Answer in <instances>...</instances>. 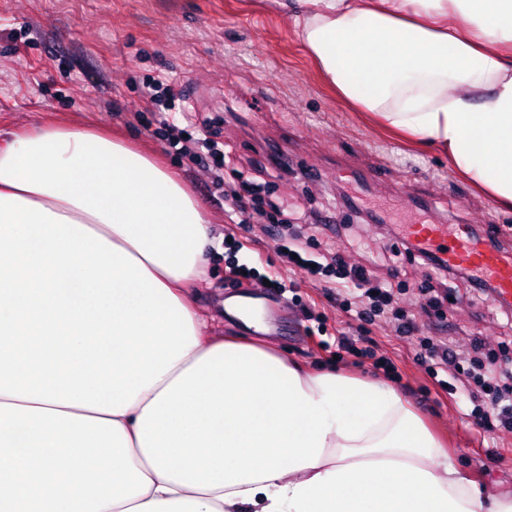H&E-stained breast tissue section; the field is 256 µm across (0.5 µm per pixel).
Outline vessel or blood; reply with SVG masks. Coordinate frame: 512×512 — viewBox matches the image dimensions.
<instances>
[{"label":"vessel or blood","mask_w":512,"mask_h":512,"mask_svg":"<svg viewBox=\"0 0 512 512\" xmlns=\"http://www.w3.org/2000/svg\"><path fill=\"white\" fill-rule=\"evenodd\" d=\"M446 260L449 265L480 272L493 286L497 297H512V257L473 237L469 225H456Z\"/></svg>","instance_id":"vessel-or-blood-1"}]
</instances>
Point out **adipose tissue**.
I'll return each instance as SVG.
<instances>
[{"mask_svg":"<svg viewBox=\"0 0 512 512\" xmlns=\"http://www.w3.org/2000/svg\"><path fill=\"white\" fill-rule=\"evenodd\" d=\"M323 79L512 212V0H276ZM210 222L152 154L0 147V512H512L389 384L210 340Z\"/></svg>","mask_w":512,"mask_h":512,"instance_id":"adipose-tissue-1","label":"adipose tissue"}]
</instances>
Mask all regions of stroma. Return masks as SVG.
<instances>
[{
  "mask_svg": "<svg viewBox=\"0 0 512 512\" xmlns=\"http://www.w3.org/2000/svg\"><path fill=\"white\" fill-rule=\"evenodd\" d=\"M156 80L175 97V111L146 104ZM165 120L213 132L225 156L223 189L213 172L168 152L159 134ZM49 123L133 136L196 195L214 237L205 276L190 291L209 316L204 335L257 336L308 366L334 364L391 384L490 493L512 496V429L476 426L466 375L449 372L440 388L419 346L427 336L461 359L476 350L486 361L512 360V305L432 270L404 251L397 225L370 222L344 195L362 180L367 200L405 226L484 232L512 227V213L453 174L441 154L410 149L365 123L324 84L272 0H0V145ZM256 183L267 184V199L280 207L278 231L248 223L235 207ZM279 234L312 257L372 267L418 332L402 335L343 309L335 289L278 253ZM228 239L240 245L236 256L224 247ZM232 259L257 277L226 282ZM232 295L266 306V333L228 320L222 302ZM341 335L353 348L337 347Z\"/></svg>",
  "mask_w": 512,
  "mask_h": 512,
  "instance_id": "1",
  "label": "stroma"
}]
</instances>
